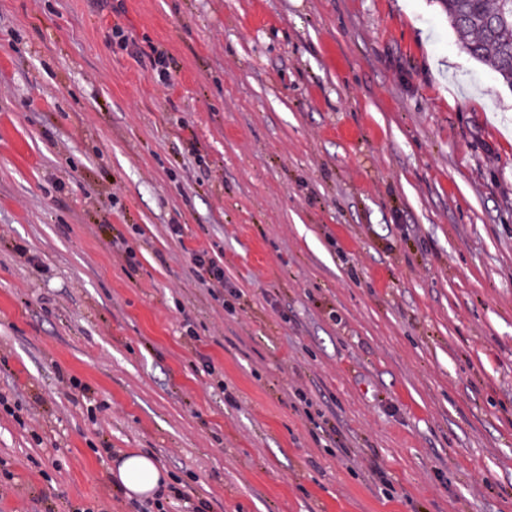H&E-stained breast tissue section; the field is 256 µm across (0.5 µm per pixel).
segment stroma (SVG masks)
Masks as SVG:
<instances>
[{"instance_id":"stroma-1","label":"stroma","mask_w":512,"mask_h":512,"mask_svg":"<svg viewBox=\"0 0 512 512\" xmlns=\"http://www.w3.org/2000/svg\"><path fill=\"white\" fill-rule=\"evenodd\" d=\"M129 450L167 512H512V87L439 0H0V512H141ZM192 262L199 281L208 288H224V267L208 253H193ZM114 474L128 496L135 498H154L167 484L165 473L154 458L143 452L120 456Z\"/></svg>"}]
</instances>
